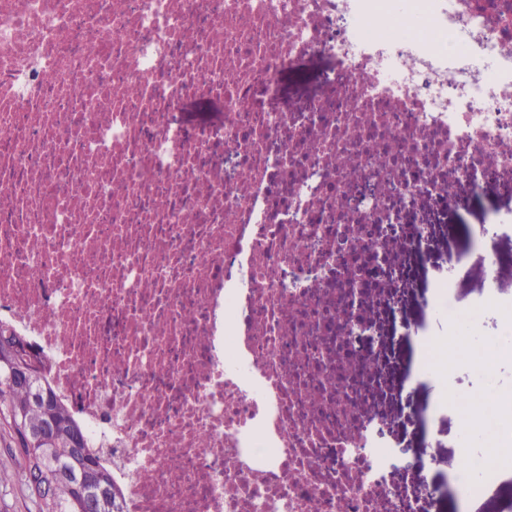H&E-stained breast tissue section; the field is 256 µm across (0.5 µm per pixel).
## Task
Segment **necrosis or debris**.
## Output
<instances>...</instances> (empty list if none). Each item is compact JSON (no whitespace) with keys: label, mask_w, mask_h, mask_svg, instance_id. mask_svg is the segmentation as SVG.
<instances>
[{"label":"necrosis or debris","mask_w":512,"mask_h":512,"mask_svg":"<svg viewBox=\"0 0 512 512\" xmlns=\"http://www.w3.org/2000/svg\"><path fill=\"white\" fill-rule=\"evenodd\" d=\"M313 57L318 92L283 108ZM490 181L512 183V25L476 0H0V322L123 512H420L424 463L397 476L381 441L405 368L374 312L429 250L411 211ZM474 429L475 471L512 462L486 449L512 445L511 386Z\"/></svg>","instance_id":"1"}]
</instances>
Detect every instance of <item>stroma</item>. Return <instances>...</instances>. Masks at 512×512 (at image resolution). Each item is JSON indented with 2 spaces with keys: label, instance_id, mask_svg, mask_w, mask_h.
<instances>
[{
  "label": "stroma",
  "instance_id": "stroma-1",
  "mask_svg": "<svg viewBox=\"0 0 512 512\" xmlns=\"http://www.w3.org/2000/svg\"><path fill=\"white\" fill-rule=\"evenodd\" d=\"M456 210L449 212V229L439 232L440 245L420 257L413 265L410 283L398 304L384 313L386 329L409 326L410 335L400 343L402 356L418 362L417 350L422 337H445L448 327L435 311L438 283L451 284V299L460 309L468 310L493 296L512 298V240L493 235L485 219L493 211H512V189L485 188L471 193L461 191ZM497 255L508 274L499 283H491L485 274L487 255ZM458 346L448 349L449 363L445 379L425 378L420 385L406 389L391 406L399 420L395 432L401 443L403 460H424L427 478L441 501L444 512H498L500 502L512 497V476L494 475L481 478L480 494L467 506H460L448 485V478L457 472L459 449L464 441L462 413L456 405L460 395H483L490 381L512 382V374L500 369L495 378L460 368ZM11 439L0 431V469L13 474L10 482L0 484V512H35L21 484L23 462L15 457Z\"/></svg>",
  "mask_w": 512,
  "mask_h": 512
}]
</instances>
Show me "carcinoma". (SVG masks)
I'll return each mask as SVG.
<instances>
[{"mask_svg":"<svg viewBox=\"0 0 512 512\" xmlns=\"http://www.w3.org/2000/svg\"><path fill=\"white\" fill-rule=\"evenodd\" d=\"M2 366L0 361V425L16 439L24 464V485L38 512H79L78 492L58 477L60 466L71 458L105 487L98 512H122L112 473L101 462L83 425L57 396L49 380V364L42 362L34 380L41 396L38 403L29 389L6 382Z\"/></svg>","mask_w":512,"mask_h":512,"instance_id":"1","label":"carcinoma"}]
</instances>
